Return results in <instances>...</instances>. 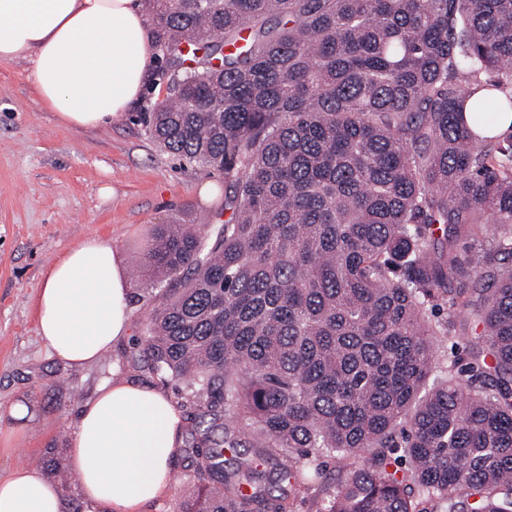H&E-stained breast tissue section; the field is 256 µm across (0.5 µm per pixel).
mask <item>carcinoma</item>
I'll return each instance as SVG.
<instances>
[{
	"mask_svg": "<svg viewBox=\"0 0 512 512\" xmlns=\"http://www.w3.org/2000/svg\"><path fill=\"white\" fill-rule=\"evenodd\" d=\"M145 9L178 81L144 121L224 174L231 211L213 238L160 224L147 252L145 367L197 409L181 512H293L326 458L346 478L318 512H422L415 487L512 512V132L463 117L512 112V0ZM460 311L482 324L472 361L433 380Z\"/></svg>",
	"mask_w": 512,
	"mask_h": 512,
	"instance_id": "obj_1",
	"label": "carcinoma"
}]
</instances>
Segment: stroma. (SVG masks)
Here are the masks:
<instances>
[{
    "label": "stroma",
    "mask_w": 512,
    "mask_h": 512,
    "mask_svg": "<svg viewBox=\"0 0 512 512\" xmlns=\"http://www.w3.org/2000/svg\"><path fill=\"white\" fill-rule=\"evenodd\" d=\"M31 63H0V476L37 466L50 449L68 463L79 407L101 384L125 379L168 394L190 429L194 406L173 384L143 370L138 340L161 298L146 249L156 225L224 223L223 200L203 203L205 183L224 176L185 163L150 136L142 115L166 99V79L145 85L111 124L74 128L38 100ZM109 186L114 196L104 197ZM99 236L119 250L133 292L131 332L97 361L70 367L36 331L35 302L47 269L72 245Z\"/></svg>",
    "instance_id": "obj_1"
}]
</instances>
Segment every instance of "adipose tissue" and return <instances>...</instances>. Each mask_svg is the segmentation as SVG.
<instances>
[{
    "instance_id": "obj_1",
    "label": "adipose tissue",
    "mask_w": 512,
    "mask_h": 512,
    "mask_svg": "<svg viewBox=\"0 0 512 512\" xmlns=\"http://www.w3.org/2000/svg\"><path fill=\"white\" fill-rule=\"evenodd\" d=\"M32 63L39 100L93 129L138 99L154 63L143 0H0V63ZM131 282L110 240L62 255L38 292L37 334L67 365L94 361L128 336ZM182 419L165 393L115 379L76 418L70 464L102 512H142L171 483ZM0 512H64L55 486L29 466L0 479Z\"/></svg>"
}]
</instances>
